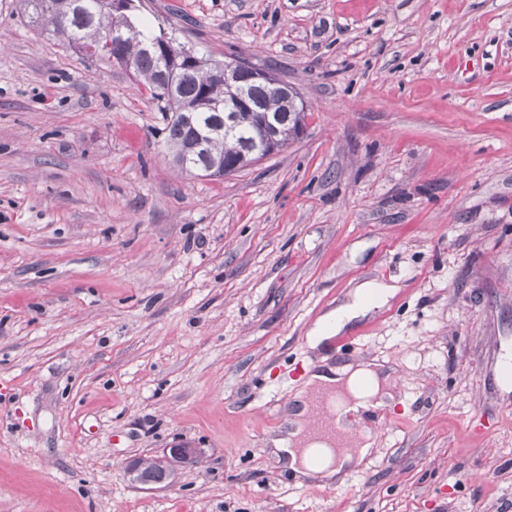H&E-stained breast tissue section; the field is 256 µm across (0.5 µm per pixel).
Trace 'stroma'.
<instances>
[{
  "instance_id": "stroma-1",
  "label": "stroma",
  "mask_w": 512,
  "mask_h": 512,
  "mask_svg": "<svg viewBox=\"0 0 512 512\" xmlns=\"http://www.w3.org/2000/svg\"><path fill=\"white\" fill-rule=\"evenodd\" d=\"M306 105L282 152L177 167L169 113L0 0V512H512V0H146ZM396 370L376 450L297 482L270 441L315 320ZM493 424L473 430L474 415ZM201 449L167 482L128 467ZM399 288L396 283L378 280H365L355 285L345 300L315 321L307 336L309 347L319 348L333 336L346 332L355 321L386 306L396 296Z\"/></svg>"
}]
</instances>
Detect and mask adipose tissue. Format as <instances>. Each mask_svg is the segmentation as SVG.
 <instances>
[{"mask_svg": "<svg viewBox=\"0 0 512 512\" xmlns=\"http://www.w3.org/2000/svg\"><path fill=\"white\" fill-rule=\"evenodd\" d=\"M397 284L365 280L355 285L345 300L319 317L307 339L310 348H319L330 338L344 333L357 320L382 308L396 296ZM395 370L376 361H358L342 365H320L303 380L301 389L288 405V429L275 439V451L284 469L297 479L330 484L342 480L347 471L360 467L375 447L370 428H355L351 417L360 410L384 405L394 397ZM340 398L342 402L341 430L349 447L334 454L331 436L316 433L311 428L314 410L325 398ZM323 449L325 461L315 467L309 462L314 449Z\"/></svg>", "mask_w": 512, "mask_h": 512, "instance_id": "ef3b65f1", "label": "adipose tissue"}]
</instances>
